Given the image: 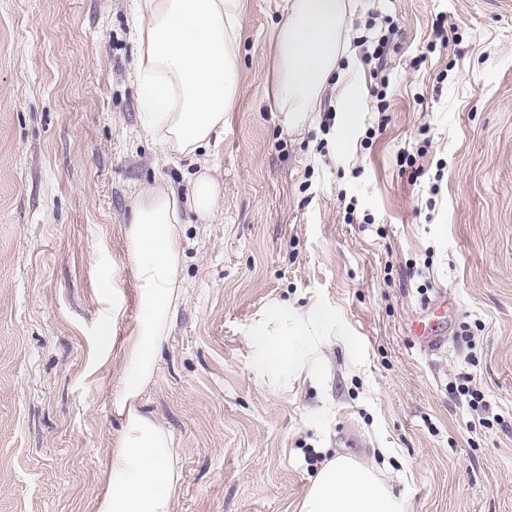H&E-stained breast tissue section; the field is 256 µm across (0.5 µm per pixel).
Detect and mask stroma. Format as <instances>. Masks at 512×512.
Returning a JSON list of instances; mask_svg holds the SVG:
<instances>
[{"instance_id": "1", "label": "stroma", "mask_w": 512, "mask_h": 512, "mask_svg": "<svg viewBox=\"0 0 512 512\" xmlns=\"http://www.w3.org/2000/svg\"><path fill=\"white\" fill-rule=\"evenodd\" d=\"M351 2V40L400 36L378 79L353 49L341 147L336 89L285 125L282 0H243L235 106L199 154L224 200L184 215L185 298L142 396L181 450L172 512H299L339 455L407 512H512V0ZM135 22L132 0H0V512H96L140 314L124 228L147 186L184 194L195 172L142 131ZM275 302L336 315L323 366L285 384L247 342ZM423 317L446 338L430 355L407 332Z\"/></svg>"}]
</instances>
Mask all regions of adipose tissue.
<instances>
[{
  "mask_svg": "<svg viewBox=\"0 0 512 512\" xmlns=\"http://www.w3.org/2000/svg\"><path fill=\"white\" fill-rule=\"evenodd\" d=\"M349 0H286L274 28L277 73L273 95L292 127L318 111L337 87V111L353 123L360 86L341 81L349 56L344 25ZM134 82L143 128L163 154L197 161L201 149L220 142L233 111L239 80L241 0H134ZM221 185L209 169L196 173L188 195L155 184L132 204L125 229L128 257L141 305L134 336L122 348V369L112 412L122 421L105 465L106 489L97 512H171L181 480L174 439L145 411L141 396L151 383L185 295L181 276L182 210L208 220ZM335 316L319 307L300 314L276 304L249 330L248 343L262 368L286 373L300 360L320 366L322 336ZM301 512H407L403 499L373 469L339 455L316 475Z\"/></svg>",
  "mask_w": 512,
  "mask_h": 512,
  "instance_id": "adipose-tissue-1",
  "label": "adipose tissue"
}]
</instances>
